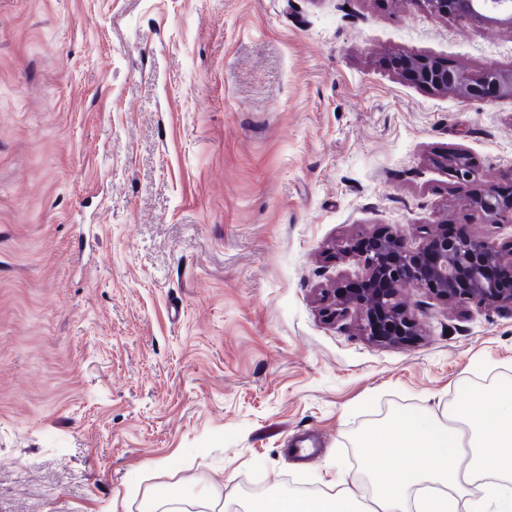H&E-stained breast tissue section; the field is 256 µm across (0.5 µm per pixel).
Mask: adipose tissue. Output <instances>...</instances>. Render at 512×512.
Here are the masks:
<instances>
[{
	"instance_id": "obj_1",
	"label": "adipose tissue",
	"mask_w": 512,
	"mask_h": 512,
	"mask_svg": "<svg viewBox=\"0 0 512 512\" xmlns=\"http://www.w3.org/2000/svg\"><path fill=\"white\" fill-rule=\"evenodd\" d=\"M358 446L369 496L353 495L341 474L329 490L257 497L244 512H512L511 387L452 405L444 421L395 418ZM476 485L485 488L478 498L470 495Z\"/></svg>"
}]
</instances>
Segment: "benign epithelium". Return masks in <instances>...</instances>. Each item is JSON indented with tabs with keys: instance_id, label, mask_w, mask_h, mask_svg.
<instances>
[{
	"instance_id": "7a95c632",
	"label": "benign epithelium",
	"mask_w": 512,
	"mask_h": 512,
	"mask_svg": "<svg viewBox=\"0 0 512 512\" xmlns=\"http://www.w3.org/2000/svg\"><path fill=\"white\" fill-rule=\"evenodd\" d=\"M438 15H452L465 20H481L512 25V0H423ZM395 66L413 83L438 90H453L466 98H512V71L488 69L473 77L465 71L442 66L426 58L399 57ZM453 176L467 182L474 177L468 159L456 154L450 159ZM476 207L488 218H496L503 211H512V199L504 200L495 192L475 199ZM433 251L428 268L417 265L420 253L392 237H377L369 241L362 252L365 277L374 280L377 287L364 294H355L345 288L337 290L328 307L329 315H336V307L350 305L362 308L359 330L363 335L384 344L403 341L417 334V324L397 300L398 285L427 280L435 284L433 291L448 301L512 309V288L486 276L489 264L504 260L497 248L482 240L448 238L444 233L430 241Z\"/></svg>"
}]
</instances>
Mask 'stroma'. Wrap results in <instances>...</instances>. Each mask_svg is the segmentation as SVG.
Listing matches in <instances>:
<instances>
[{"instance_id":"obj_1","label":"stroma","mask_w":512,"mask_h":512,"mask_svg":"<svg viewBox=\"0 0 512 512\" xmlns=\"http://www.w3.org/2000/svg\"><path fill=\"white\" fill-rule=\"evenodd\" d=\"M512 69V27L422 0H0V512L317 492L384 415L512 382V311L404 284L395 345L321 296L353 243L497 246L512 99L394 57ZM466 154L476 181L448 157ZM413 83L438 90H453L466 98H512V71L488 69L477 77L426 58L399 57L394 62ZM476 207L488 218H497L503 211H512V199L504 200L495 192H488L475 199Z\"/></svg>"}]
</instances>
